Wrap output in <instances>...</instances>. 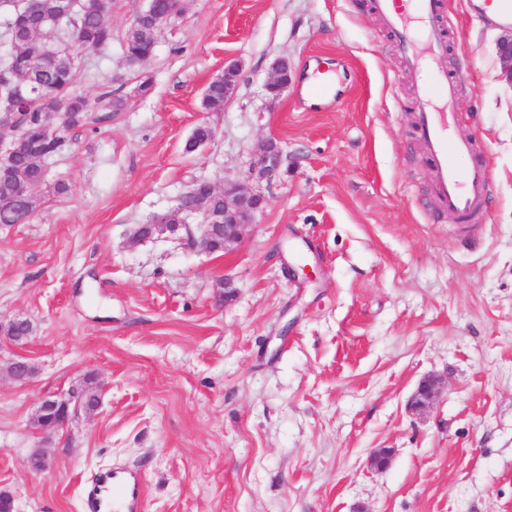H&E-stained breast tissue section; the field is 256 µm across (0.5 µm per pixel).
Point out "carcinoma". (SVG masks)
Segmentation results:
<instances>
[{
    "label": "carcinoma",
    "mask_w": 512,
    "mask_h": 512,
    "mask_svg": "<svg viewBox=\"0 0 512 512\" xmlns=\"http://www.w3.org/2000/svg\"><path fill=\"white\" fill-rule=\"evenodd\" d=\"M12 7L10 55L0 67V96L21 94V130L8 136L11 161L0 164V224H22L36 206L34 189L45 180L47 160L68 149V133L96 122L87 100L74 90L81 77L72 48H101L112 42L109 0H76L64 12V0H0ZM158 30L148 16L130 25L123 42L125 61L135 68L153 54ZM202 104L224 105V81L209 84ZM59 116L54 124L49 115Z\"/></svg>",
    "instance_id": "obj_1"
}]
</instances>
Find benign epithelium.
<instances>
[{"mask_svg": "<svg viewBox=\"0 0 512 512\" xmlns=\"http://www.w3.org/2000/svg\"><path fill=\"white\" fill-rule=\"evenodd\" d=\"M497 55L500 63L499 78L512 86V34L498 40ZM216 77L224 80V99H230L240 81L239 65L235 62L225 65L224 70L216 74ZM290 83L288 63L280 61L275 65L274 75L265 84L264 90L269 98L276 99ZM282 161L280 145L277 141L268 139L257 150L252 164V175L259 179L270 178L278 173ZM204 192L221 195L224 199V212H212L202 205H186L188 200L202 198ZM266 203L267 199L262 193L246 188L237 181H228L219 190L212 184L203 182L180 197L178 205L166 220H157L153 224L145 225V228L151 237L174 235L187 227L186 216L198 213L202 215L199 244L210 251L222 241L224 249L229 250L240 241L245 228L253 223L255 216L263 211ZM442 387L443 381L440 378L428 377L422 380L408 401L409 410L418 415L428 411ZM81 408L89 411L88 403L81 395L71 393L66 398L47 396L41 401L35 423L42 432L52 433L57 430L52 425L53 420L61 419L67 423Z\"/></svg>", "mask_w": 512, "mask_h": 512, "instance_id": "7a95c632", "label": "benign epithelium"}]
</instances>
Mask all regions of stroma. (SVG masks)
I'll return each instance as SVG.
<instances>
[{
	"mask_svg": "<svg viewBox=\"0 0 512 512\" xmlns=\"http://www.w3.org/2000/svg\"><path fill=\"white\" fill-rule=\"evenodd\" d=\"M142 0H111L112 41L85 50L75 90L97 129L73 131L24 224H0V491L15 512H83L98 471L127 467L145 512H512V86L502 26L446 0L441 68L458 88L454 136L490 168L472 226L440 212L415 128V84L369 0H184L154 56L123 40ZM292 82L264 85L276 60ZM238 90H203L225 63ZM332 74L327 97L314 72ZM151 89L139 94L141 81ZM122 98L110 114L103 91ZM211 143L188 154L194 128ZM286 162L250 178L256 146ZM197 181H239L267 206L231 250L133 238ZM66 195L53 191L55 183ZM307 263L314 279L297 276ZM233 293L225 301V293ZM35 375L18 382L9 365ZM104 384L100 408L55 434L41 399ZM446 379L412 413L419 382ZM391 449L388 466L368 463ZM50 467L33 470L34 452ZM497 55L500 63L499 78L512 86V34L498 40ZM291 83L288 71V63L279 61L274 67V75L265 84L264 90L268 98L277 99ZM214 77L224 78V80L214 81L212 83H210L212 79L209 81V86L208 84V87L206 86L207 90L205 88L206 94L202 97V104L206 109L216 110L220 109L234 94L240 81V67L235 62L225 64L224 70Z\"/></svg>",
	"mask_w": 512,
	"mask_h": 512,
	"instance_id": "obj_1",
	"label": "stroma"
}]
</instances>
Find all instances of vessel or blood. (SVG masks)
I'll list each match as a JSON object with an SVG mask.
<instances>
[{
    "label": "vessel or blood",
    "mask_w": 512,
    "mask_h": 512,
    "mask_svg": "<svg viewBox=\"0 0 512 512\" xmlns=\"http://www.w3.org/2000/svg\"><path fill=\"white\" fill-rule=\"evenodd\" d=\"M444 0H372L375 12L397 33L399 46L416 82L433 81L443 89L439 99L419 95L415 124L432 161L433 188L442 207L469 223L484 211L489 167L479 164L467 170L453 166L450 153L470 151V143L451 137L456 119L453 110L455 85L445 71L423 75L424 59L438 60L448 51L445 33L435 24ZM141 478L125 469L99 473L87 489L84 512H140L143 505Z\"/></svg>",
    "instance_id": "b4317fda"
}]
</instances>
